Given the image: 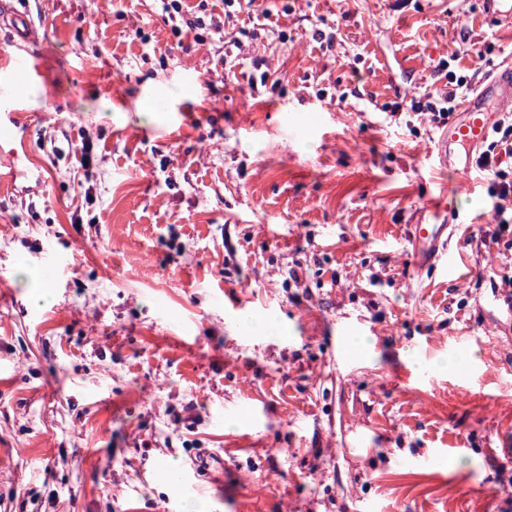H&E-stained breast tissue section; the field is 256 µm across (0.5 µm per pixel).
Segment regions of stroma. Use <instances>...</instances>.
Segmentation results:
<instances>
[{
	"instance_id": "stroma-1",
	"label": "stroma",
	"mask_w": 512,
	"mask_h": 512,
	"mask_svg": "<svg viewBox=\"0 0 512 512\" xmlns=\"http://www.w3.org/2000/svg\"><path fill=\"white\" fill-rule=\"evenodd\" d=\"M12 2L0 55L43 75L0 152L44 179L0 195V512H512V224L483 240L489 179L438 167L415 109L512 29L480 0H267L198 43L158 0ZM443 197L450 263L415 265Z\"/></svg>"
}]
</instances>
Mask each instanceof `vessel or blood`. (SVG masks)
Returning a JSON list of instances; mask_svg holds the SVG:
<instances>
[{"label": "vessel or blood", "instance_id": "1", "mask_svg": "<svg viewBox=\"0 0 512 512\" xmlns=\"http://www.w3.org/2000/svg\"><path fill=\"white\" fill-rule=\"evenodd\" d=\"M489 21L512 24V0H481ZM42 75V62L34 56L11 55L0 60V137L17 138L22 132L23 116L30 110L21 85ZM512 101V66L486 80L474 95L464 99L460 117L439 136L435 151L439 164L466 174L471 170L474 150L481 147L496 125L506 103ZM414 261L426 265L445 255L450 235L444 224L421 223L411 227Z\"/></svg>", "mask_w": 512, "mask_h": 512}]
</instances>
